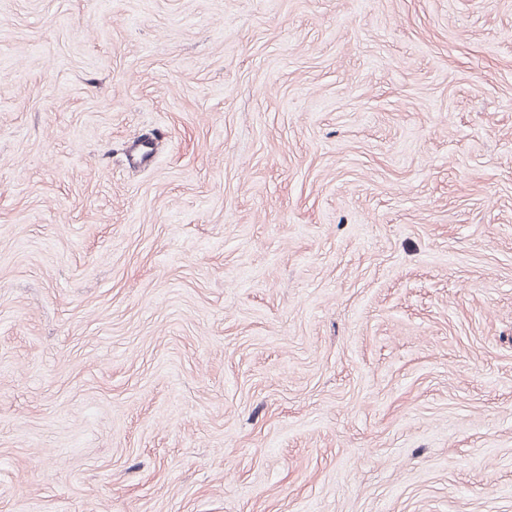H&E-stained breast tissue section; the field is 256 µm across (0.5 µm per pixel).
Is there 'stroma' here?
<instances>
[{"label": "stroma", "instance_id": "35a3bbf8", "mask_svg": "<svg viewBox=\"0 0 512 512\" xmlns=\"http://www.w3.org/2000/svg\"><path fill=\"white\" fill-rule=\"evenodd\" d=\"M0 512H512V0H0Z\"/></svg>", "mask_w": 512, "mask_h": 512}]
</instances>
